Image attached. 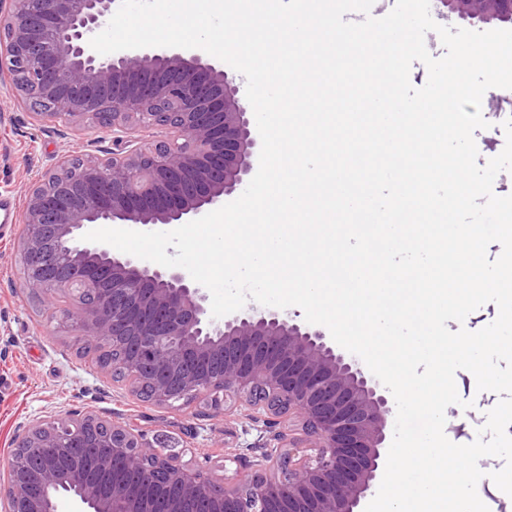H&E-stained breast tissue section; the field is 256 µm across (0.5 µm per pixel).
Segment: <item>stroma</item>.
Returning <instances> with one entry per match:
<instances>
[{"label":"stroma","instance_id":"1","mask_svg":"<svg viewBox=\"0 0 512 512\" xmlns=\"http://www.w3.org/2000/svg\"><path fill=\"white\" fill-rule=\"evenodd\" d=\"M112 135L105 131L76 132L63 125H37L27 111L13 104L0 86V201L20 212L25 189L54 169L65 155L103 159L112 152ZM22 223L0 228V475L13 459L12 441L31 422L67 411L93 412L141 430L147 438L169 439L183 449L187 468L204 467L216 482L233 478L231 459L246 448L268 452L276 435L287 430L285 419L255 421L246 412L230 415L199 407H160L134 395L128 381H117L101 369L93 353L81 350L61 322L69 309L68 296L30 295L23 288L17 239ZM58 322L57 335L47 336V319ZM457 391L469 408L447 409L448 439L465 445L475 441L486 414L499 394L476 393L466 371L455 374Z\"/></svg>","mask_w":512,"mask_h":512}]
</instances>
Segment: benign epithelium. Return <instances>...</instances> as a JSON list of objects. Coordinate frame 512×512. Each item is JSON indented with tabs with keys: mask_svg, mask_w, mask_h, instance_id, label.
<instances>
[{
	"mask_svg": "<svg viewBox=\"0 0 512 512\" xmlns=\"http://www.w3.org/2000/svg\"><path fill=\"white\" fill-rule=\"evenodd\" d=\"M0 0V82L41 125L85 123L112 132L104 160L65 156L25 195L18 240L30 294L59 283L76 302L71 335L88 347L103 338L127 355L132 392L158 406L203 404L224 414L249 407L300 418L317 452L294 442L215 485L144 434L97 415L38 421L14 439L0 512H56L61 491L78 512H145L139 488L100 473L138 472L175 485L162 512L199 498L224 512H360L387 451L393 407L386 389L319 328L274 309L250 307L217 319L203 286L166 268L82 240L104 224L141 232L181 225L224 205L253 178L261 141L251 105L212 55L175 47L101 55L89 44L117 0ZM443 19L512 26V0H436ZM167 138L148 148L139 128Z\"/></svg>",
	"mask_w": 512,
	"mask_h": 512,
	"instance_id": "benign-epithelium-1",
	"label": "benign epithelium"
}]
</instances>
